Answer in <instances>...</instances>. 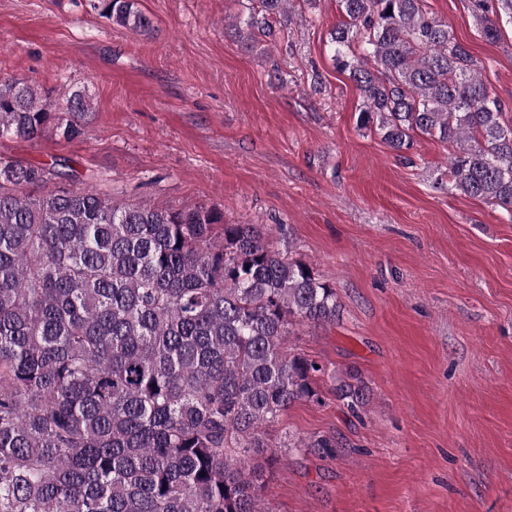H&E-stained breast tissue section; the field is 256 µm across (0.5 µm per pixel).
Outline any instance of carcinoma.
I'll use <instances>...</instances> for the list:
<instances>
[{
    "mask_svg": "<svg viewBox=\"0 0 512 512\" xmlns=\"http://www.w3.org/2000/svg\"><path fill=\"white\" fill-rule=\"evenodd\" d=\"M248 37L294 0H259ZM333 61L362 126L395 151L456 144L448 189L512 212V126L475 61L423 0H339ZM102 17L154 30L137 0ZM491 40L512 0H471ZM89 100L0 81V136L81 134ZM66 161L0 159V512H261L250 467L263 427L319 399L322 368L284 348L296 322L332 324L336 290L215 208L117 202ZM336 396L366 402L356 375Z\"/></svg>",
    "mask_w": 512,
    "mask_h": 512,
    "instance_id": "obj_1",
    "label": "carcinoma"
}]
</instances>
